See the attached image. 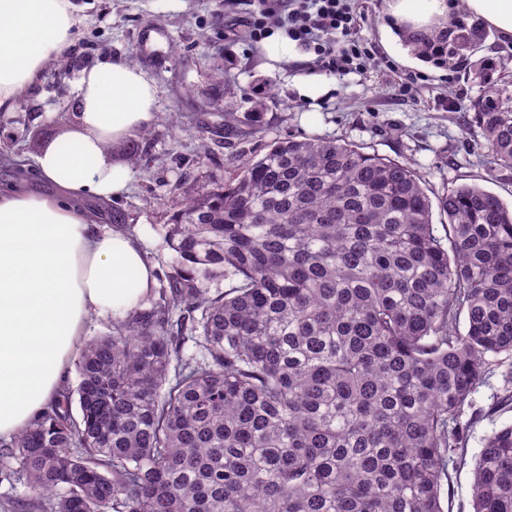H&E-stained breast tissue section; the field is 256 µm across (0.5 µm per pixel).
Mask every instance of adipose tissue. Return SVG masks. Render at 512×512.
<instances>
[{
	"label": "adipose tissue",
	"instance_id": "obj_1",
	"mask_svg": "<svg viewBox=\"0 0 512 512\" xmlns=\"http://www.w3.org/2000/svg\"><path fill=\"white\" fill-rule=\"evenodd\" d=\"M382 42L452 26L459 16L512 39V0H386ZM72 0H0V113L32 93L47 65L72 44ZM158 91L137 63L103 60L78 77L75 126L35 157L36 178L0 186V440L35 423L58 399L92 316L121 314L153 288L137 240L103 229L86 200L127 190L130 171L109 149L154 121Z\"/></svg>",
	"mask_w": 512,
	"mask_h": 512
}]
</instances>
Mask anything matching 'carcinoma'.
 I'll return each instance as SVG.
<instances>
[{"mask_svg":"<svg viewBox=\"0 0 512 512\" xmlns=\"http://www.w3.org/2000/svg\"><path fill=\"white\" fill-rule=\"evenodd\" d=\"M472 110L488 165L511 170L512 77ZM425 183L288 136L197 192L166 225L169 288L88 341L76 388L0 444V483L27 488L0 512H445L455 417L512 356V208L475 184L434 205ZM473 503L512 512V423L483 439Z\"/></svg>","mask_w":512,"mask_h":512,"instance_id":"obj_1","label":"carcinoma"}]
</instances>
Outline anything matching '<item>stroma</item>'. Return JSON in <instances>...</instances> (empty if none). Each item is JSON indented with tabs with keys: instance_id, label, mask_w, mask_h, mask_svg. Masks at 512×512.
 Returning a JSON list of instances; mask_svg holds the SVG:
<instances>
[{
	"instance_id": "35a3bbf8",
	"label": "stroma",
	"mask_w": 512,
	"mask_h": 512,
	"mask_svg": "<svg viewBox=\"0 0 512 512\" xmlns=\"http://www.w3.org/2000/svg\"><path fill=\"white\" fill-rule=\"evenodd\" d=\"M80 22L70 50L49 63L35 90L13 112L0 115V146L33 160L39 136L57 135L74 123L72 102L80 71L105 57L140 64L155 81L158 109L153 124L111 148L130 170L128 193L112 200L115 227L132 233L158 275H166L173 252L165 226L187 196L233 177L242 164L261 156L267 144L294 135L343 138L367 151L406 162L421 171L429 196L444 187L476 183L512 205V170H490L473 151L477 134L472 101L481 93L475 74L494 60L495 74H512V42L501 41L478 19L463 15L470 39L451 64L425 60L423 66L397 62L380 39L385 0H359L360 37L374 55L360 73L337 79L312 68L311 52L276 62L252 41L242 24L246 0H74ZM312 76L327 91L310 100L299 90ZM413 79L410 95L399 96L400 79ZM463 97L458 108L447 101ZM265 108L253 134L224 136V113L247 112L252 100ZM139 163H130L131 151ZM512 368V357L498 364L472 395L470 458L451 470L447 512H473L471 457L484 436L512 420L495 406Z\"/></svg>"
}]
</instances>
